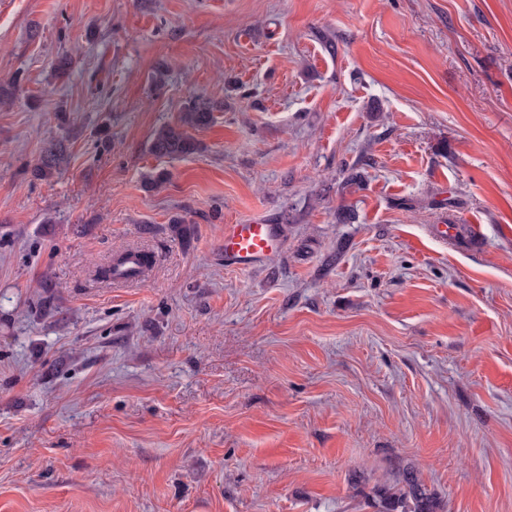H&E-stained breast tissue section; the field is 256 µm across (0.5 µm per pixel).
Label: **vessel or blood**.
Instances as JSON below:
<instances>
[{
	"label": "vessel or blood",
	"instance_id": "vessel-or-blood-1",
	"mask_svg": "<svg viewBox=\"0 0 512 512\" xmlns=\"http://www.w3.org/2000/svg\"><path fill=\"white\" fill-rule=\"evenodd\" d=\"M280 246L277 224L260 220L248 224H228L224 227L221 250L225 267L249 269L260 266Z\"/></svg>",
	"mask_w": 512,
	"mask_h": 512
}]
</instances>
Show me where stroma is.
Returning a JSON list of instances; mask_svg holds the SVG:
<instances>
[{"label": "stroma", "mask_w": 512, "mask_h": 512, "mask_svg": "<svg viewBox=\"0 0 512 512\" xmlns=\"http://www.w3.org/2000/svg\"><path fill=\"white\" fill-rule=\"evenodd\" d=\"M408 466L512 512V0H0V512H374ZM217 106L209 99L193 95L184 103L181 125L163 126L155 131L150 151L158 157L178 158L193 155L202 149L201 143L188 129H201L214 121ZM66 147L61 142L51 143L43 151L40 162L32 169L31 174L36 179H47L53 176L65 159ZM279 225L267 221L248 224H228L224 227V265L234 269H249L265 261L281 246Z\"/></svg>", "instance_id": "stroma-1"}]
</instances>
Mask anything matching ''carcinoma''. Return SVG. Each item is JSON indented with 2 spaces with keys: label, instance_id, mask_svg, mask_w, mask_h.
Returning a JSON list of instances; mask_svg holds the SVG:
<instances>
[{
  "label": "carcinoma",
  "instance_id": "obj_1",
  "mask_svg": "<svg viewBox=\"0 0 512 512\" xmlns=\"http://www.w3.org/2000/svg\"><path fill=\"white\" fill-rule=\"evenodd\" d=\"M217 106L209 99L193 95L183 106L181 125L163 126L155 131L150 151L158 157L178 158L193 155L202 149L201 143L190 133L192 129L210 126ZM66 147L61 142L51 143L43 151L40 162L32 169L36 179H47L59 169L65 159ZM376 512H447L446 503L435 490L425 486L412 467L402 470V478L392 485L382 484L369 494Z\"/></svg>",
  "mask_w": 512,
  "mask_h": 512
}]
</instances>
